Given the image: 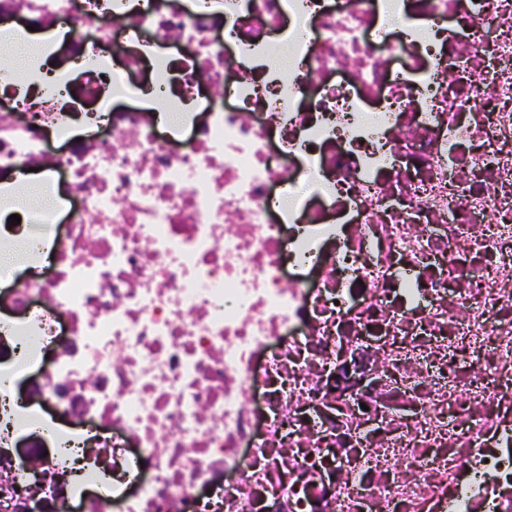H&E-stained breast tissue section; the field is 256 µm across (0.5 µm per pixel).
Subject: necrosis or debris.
Returning a JSON list of instances; mask_svg holds the SVG:
<instances>
[{"instance_id":"obj_1","label":"necrosis or debris","mask_w":512,"mask_h":512,"mask_svg":"<svg viewBox=\"0 0 512 512\" xmlns=\"http://www.w3.org/2000/svg\"><path fill=\"white\" fill-rule=\"evenodd\" d=\"M213 3L0 0L81 76L0 72V447L45 512H512V0Z\"/></svg>"}]
</instances>
